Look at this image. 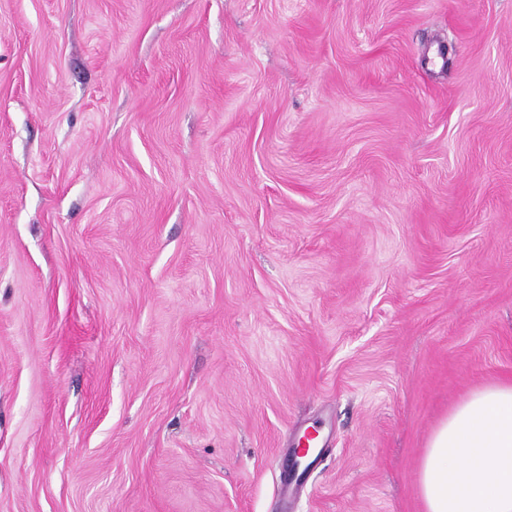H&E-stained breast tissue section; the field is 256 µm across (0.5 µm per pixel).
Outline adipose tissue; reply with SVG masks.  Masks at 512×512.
I'll use <instances>...</instances> for the list:
<instances>
[{
  "label": "adipose tissue",
  "instance_id": "1",
  "mask_svg": "<svg viewBox=\"0 0 512 512\" xmlns=\"http://www.w3.org/2000/svg\"><path fill=\"white\" fill-rule=\"evenodd\" d=\"M418 488L425 512H512V381L471 391L440 421Z\"/></svg>",
  "mask_w": 512,
  "mask_h": 512
}]
</instances>
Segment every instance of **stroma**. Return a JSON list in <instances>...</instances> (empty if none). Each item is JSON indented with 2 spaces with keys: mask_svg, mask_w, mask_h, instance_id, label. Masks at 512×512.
I'll list each match as a JSON object with an SVG mask.
<instances>
[{
  "mask_svg": "<svg viewBox=\"0 0 512 512\" xmlns=\"http://www.w3.org/2000/svg\"><path fill=\"white\" fill-rule=\"evenodd\" d=\"M502 380L512 0H0V512H424Z\"/></svg>",
  "mask_w": 512,
  "mask_h": 512,
  "instance_id": "35a3bbf8",
  "label": "stroma"
}]
</instances>
